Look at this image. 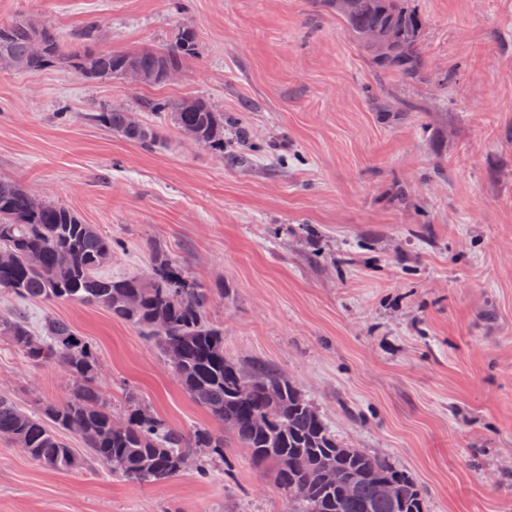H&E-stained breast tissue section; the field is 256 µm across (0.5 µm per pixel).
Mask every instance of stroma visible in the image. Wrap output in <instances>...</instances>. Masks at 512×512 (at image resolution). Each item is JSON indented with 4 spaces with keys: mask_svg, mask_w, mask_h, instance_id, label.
<instances>
[{
    "mask_svg": "<svg viewBox=\"0 0 512 512\" xmlns=\"http://www.w3.org/2000/svg\"><path fill=\"white\" fill-rule=\"evenodd\" d=\"M426 69L378 71L324 0H0L73 38L136 50L194 26L163 87L71 70L0 69V178L110 237L103 274H147L154 249L223 285L206 309L239 364L274 363L339 441L388 459L427 512H512V0H418ZM151 96L207 99L224 154L167 115L152 149L88 118ZM413 103L415 111L404 108ZM248 135L239 162L235 135ZM33 328L70 322L97 349L116 416L128 391L189 430L210 424L156 345L101 309L0 293ZM62 365L0 341V394L66 400ZM244 448L162 484L102 463L58 473L0 437V512H288Z\"/></svg>",
    "mask_w": 512,
    "mask_h": 512,
    "instance_id": "1",
    "label": "stroma"
}]
</instances>
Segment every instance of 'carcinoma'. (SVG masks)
<instances>
[{
    "label": "carcinoma",
    "mask_w": 512,
    "mask_h": 512,
    "mask_svg": "<svg viewBox=\"0 0 512 512\" xmlns=\"http://www.w3.org/2000/svg\"><path fill=\"white\" fill-rule=\"evenodd\" d=\"M346 30L382 71L416 77L424 66L425 19L411 0H325ZM99 21H90L75 42L49 23L20 16L0 24V68L38 73L51 67L91 82L129 70L144 83L162 86L196 55L194 28L181 24L160 50L115 51L94 45ZM377 42L370 43L366 34ZM141 112H166L185 136L224 156V113L202 98H143ZM95 121L128 142L149 148L159 129L132 119L123 108H102ZM112 256V239L85 224L67 207L40 200L23 185L0 179V291L43 302H79L108 312L154 341L196 403L224 431L168 425L128 396L129 414L117 417L99 390L92 344L67 322L49 317L35 331L21 314L0 316V339L30 362L61 363L72 378L70 396L29 411L0 395V436L12 439L33 460L69 472L84 464L62 434L78 435L95 460L139 483L158 484L183 471L203 451L221 455L246 448L253 467L271 470L293 503L291 512H426L416 486L385 458L348 448L301 391L278 368L240 366L224 355V330L205 316L214 288L188 278L162 250L150 272L110 278L101 267ZM392 485L399 496L391 497Z\"/></svg>",
    "instance_id": "cac0c4a2"
}]
</instances>
